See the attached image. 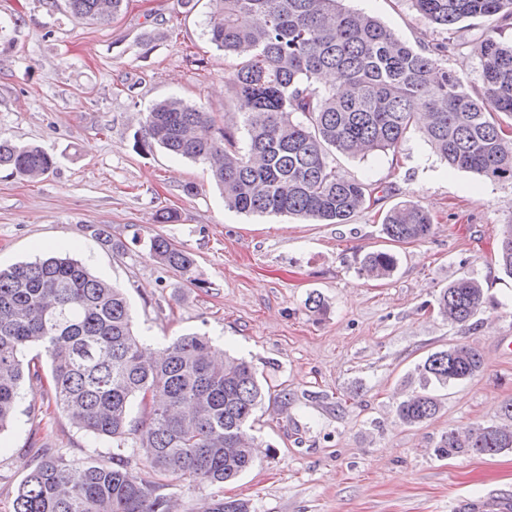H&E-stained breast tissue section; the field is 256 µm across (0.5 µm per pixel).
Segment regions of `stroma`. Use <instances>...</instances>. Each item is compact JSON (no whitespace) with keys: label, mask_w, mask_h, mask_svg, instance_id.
I'll return each instance as SVG.
<instances>
[{"label":"stroma","mask_w":512,"mask_h":512,"mask_svg":"<svg viewBox=\"0 0 512 512\" xmlns=\"http://www.w3.org/2000/svg\"><path fill=\"white\" fill-rule=\"evenodd\" d=\"M344 5L416 48L450 37L442 64L473 93L483 86L478 42L497 30L512 36V20L495 16L461 21L446 35L408 0ZM207 12L206 0L191 9L181 0H125L100 26L75 22L62 6L47 11L41 0H0V135L57 159L34 182L0 169V266L53 253L79 259L126 289L150 348L198 333L266 380L273 395L256 413L262 447L253 468L221 489L169 479L179 512H209L217 495L249 500L252 512H453L461 497H512V449L435 453L442 434L499 422L512 400V278L497 262L512 184L448 167L414 130L393 153L337 155L342 174L374 189L370 207L347 223L228 209L206 164L134 147L143 114L158 101L203 106L219 122L225 108L241 111L229 62L206 35ZM403 201L428 210L434 232L392 245L382 219ZM164 208L177 221L157 223ZM103 224L124 243L123 255L93 235ZM157 233L193 254L201 287L149 257L146 243ZM388 246L396 271L361 273L364 255ZM464 275L482 285L485 303L454 325L436 297ZM312 295L324 313L309 308ZM455 344L477 349L482 371L432 387L441 403L433 419L401 423L397 401L423 388L418 364ZM48 450L76 462L106 463L113 453L111 440L89 439L56 407L48 383L36 382L0 433V512H13L20 484Z\"/></svg>","instance_id":"35a3bbf8"}]
</instances>
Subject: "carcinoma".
Returning <instances> with one entry per match:
<instances>
[{"mask_svg":"<svg viewBox=\"0 0 512 512\" xmlns=\"http://www.w3.org/2000/svg\"><path fill=\"white\" fill-rule=\"evenodd\" d=\"M124 0H65L70 16L108 24ZM206 33L236 60L233 93L250 103L242 121L227 109L224 125L201 106L178 99L155 104L142 117L137 150L157 145L208 165L225 204L251 215L298 216L343 224L371 202L370 185L336 170L333 155L396 151L416 111L422 133L448 166L493 182H512V135L484 100L512 117V38L486 35L477 49L483 91L473 96L443 67L450 38L433 49L399 39L373 17L341 0H209ZM421 19L448 32L458 22L500 14L512 19V0H409ZM339 75L341 85L328 81ZM248 135L240 146L239 129ZM55 167L52 155L0 136V168L35 180ZM430 214L413 201L391 208L382 232L411 243L432 232ZM150 257L194 287L195 259L156 234ZM498 264L512 277V224L502 225ZM398 265L390 251L367 253L361 270L386 277ZM483 289L461 276L442 289L439 314L469 322L482 308ZM40 348L49 364L56 405L90 437L110 438L111 461L71 462L42 456L19 487L14 512H173L163 492L169 476L222 485L253 465L255 414L270 387L244 360L186 334L154 356L133 330L124 289L69 256H50L0 268V433L13 422L25 378L39 377ZM484 366L473 347L453 345L429 355L421 375L446 387L474 378ZM141 415L132 416L133 406ZM439 411L437 398L419 392L400 401L397 417L415 425ZM512 448V427L488 424L442 435L436 454L492 455ZM141 449L156 475L128 470ZM211 512H250L247 502L219 497Z\"/></svg>","mask_w":512,"mask_h":512,"instance_id":"1","label":"carcinoma"}]
</instances>
